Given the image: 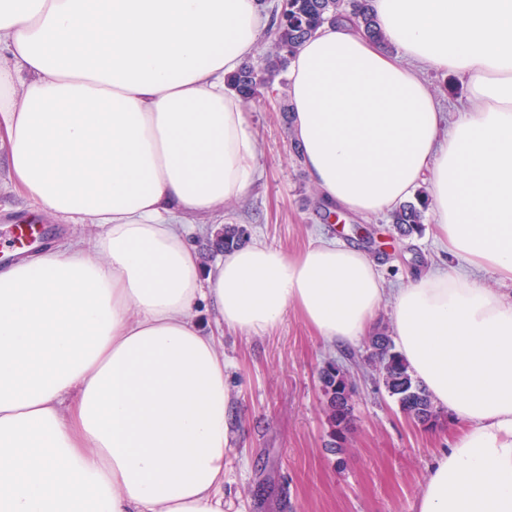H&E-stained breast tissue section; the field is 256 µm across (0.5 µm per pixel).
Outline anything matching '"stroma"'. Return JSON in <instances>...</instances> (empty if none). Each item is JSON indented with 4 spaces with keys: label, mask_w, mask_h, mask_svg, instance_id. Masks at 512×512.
<instances>
[{
    "label": "stroma",
    "mask_w": 512,
    "mask_h": 512,
    "mask_svg": "<svg viewBox=\"0 0 512 512\" xmlns=\"http://www.w3.org/2000/svg\"><path fill=\"white\" fill-rule=\"evenodd\" d=\"M288 87L273 81L246 106L256 136L257 168L247 195L194 217L197 239L217 225L237 224L246 242L261 240L287 253L317 240L356 246L378 267L387 288L405 285L415 271L447 266L431 229L400 238L386 215L330 219L293 151ZM0 162V242L16 237L7 215L35 218L52 247L71 243L83 227L49 214L4 190ZM367 341L324 342L296 311L257 336L224 332V377L230 391L231 441L224 460V512H411L433 458L456 426L441 416L426 431L401 412L369 363ZM346 368L355 385L354 432L345 457L327 447L320 371Z\"/></svg>",
    "instance_id": "stroma-1"
}]
</instances>
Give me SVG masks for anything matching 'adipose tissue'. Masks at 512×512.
I'll return each instance as SVG.
<instances>
[{"instance_id":"ef3b65f1","label":"adipose tissue","mask_w":512,"mask_h":512,"mask_svg":"<svg viewBox=\"0 0 512 512\" xmlns=\"http://www.w3.org/2000/svg\"><path fill=\"white\" fill-rule=\"evenodd\" d=\"M386 41L324 24L288 69L292 139L329 211L426 187L467 270L388 293L361 251L257 240L202 264L190 217L249 191L256 138L229 81L263 0H0L11 190L91 234L0 267V512H224L225 329L298 311L353 345L383 304L411 374L462 434L412 512H512V0H372ZM458 78L444 109L422 74Z\"/></svg>"}]
</instances>
